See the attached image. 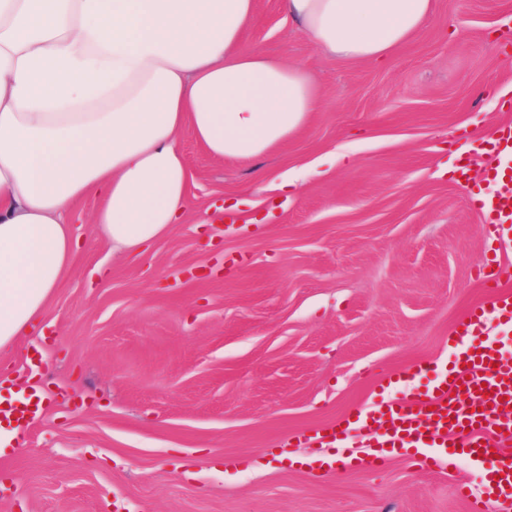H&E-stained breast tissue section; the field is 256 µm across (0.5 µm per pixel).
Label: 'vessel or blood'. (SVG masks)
<instances>
[{
	"instance_id": "vessel-or-blood-1",
	"label": "vessel or blood",
	"mask_w": 512,
	"mask_h": 512,
	"mask_svg": "<svg viewBox=\"0 0 512 512\" xmlns=\"http://www.w3.org/2000/svg\"><path fill=\"white\" fill-rule=\"evenodd\" d=\"M486 143L502 164L484 177L502 189L481 201L483 222L497 241L512 245V123L497 125ZM492 322L512 329L511 292L496 290L461 323L452 338L457 354L449 375L421 390L413 381L428 367L411 365L388 379L393 392L387 402L349 413L327 431L299 434L298 442L327 451L311 479L339 467L380 469L408 448L431 467L437 455L455 447L479 465L486 479L479 492H464L469 512H512V455L501 450L512 441V352L484 340Z\"/></svg>"
}]
</instances>
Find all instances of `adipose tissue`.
Instances as JSON below:
<instances>
[{
	"mask_svg": "<svg viewBox=\"0 0 512 512\" xmlns=\"http://www.w3.org/2000/svg\"><path fill=\"white\" fill-rule=\"evenodd\" d=\"M319 51L380 63L435 0H284ZM255 0H0V352L30 335L71 267L74 205L115 252L142 254L188 212L179 143L247 160L319 106L303 66L241 54Z\"/></svg>",
	"mask_w": 512,
	"mask_h": 512,
	"instance_id": "ef3b65f1",
	"label": "adipose tissue"
}]
</instances>
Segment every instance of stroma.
<instances>
[{
  "label": "stroma",
  "mask_w": 512,
  "mask_h": 512,
  "mask_svg": "<svg viewBox=\"0 0 512 512\" xmlns=\"http://www.w3.org/2000/svg\"><path fill=\"white\" fill-rule=\"evenodd\" d=\"M240 49L320 90L271 154L217 159L179 136L192 208L131 261L79 200L80 244L43 320L0 355V395L43 402L0 453V512H468L474 461L320 481L294 435L379 400V375L454 364L493 258L481 138L512 121V0H436L381 64L318 51L283 0H255ZM346 152L349 164L335 162ZM310 171L298 189L280 176Z\"/></svg>",
  "instance_id": "obj_1"
}]
</instances>
